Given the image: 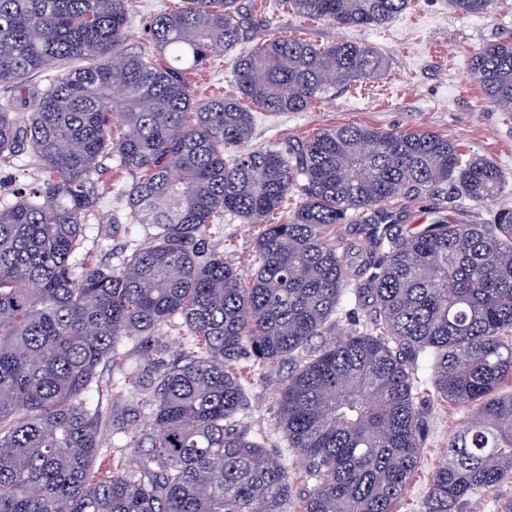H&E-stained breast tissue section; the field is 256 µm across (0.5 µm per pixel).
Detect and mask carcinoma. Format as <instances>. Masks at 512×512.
Returning <instances> with one entry per match:
<instances>
[{
	"mask_svg": "<svg viewBox=\"0 0 512 512\" xmlns=\"http://www.w3.org/2000/svg\"><path fill=\"white\" fill-rule=\"evenodd\" d=\"M407 2L289 0L339 27L386 24ZM191 3L149 24L171 58L159 65L121 49L128 0H0V86L24 111L0 110V162L30 152L41 163L37 182L0 205V512H285L284 456L241 425V358L295 362L276 429L304 469L303 512H396L425 444L426 358L427 397L468 416L425 512L511 482L512 392L501 388L512 382V209L387 248L370 234L366 289L329 228L370 210L389 218L382 204L403 194L450 183L491 203L512 183L431 131L348 125L286 155L249 147L252 113L235 98L197 102L186 73L240 45L251 19L237 0ZM450 4L483 14L493 0ZM253 41L234 62L236 86L272 114L383 68L355 42ZM72 62L40 91L26 84ZM467 72L512 111V41L471 53ZM106 159L138 174L125 193L147 231L116 268L76 261ZM297 185L290 219L266 223ZM226 212L263 226L247 276L208 248ZM348 291L371 297L369 324L311 348Z\"/></svg>",
	"mask_w": 512,
	"mask_h": 512,
	"instance_id": "1",
	"label": "carcinoma"
}]
</instances>
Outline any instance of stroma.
Returning <instances> with one entry per match:
<instances>
[{"mask_svg":"<svg viewBox=\"0 0 512 512\" xmlns=\"http://www.w3.org/2000/svg\"><path fill=\"white\" fill-rule=\"evenodd\" d=\"M240 2L267 37L304 40L320 47L355 41L376 48L384 58V69L378 77L335 88L304 111L270 114L253 109L252 148L283 151L321 130L345 125L387 131L425 130L454 141L463 157L492 160L512 178V111L490 106L480 82L466 69L470 53L489 43L512 40V0H495L492 10L482 15L460 13L449 0H421L423 16L418 23H411L402 13L387 24L355 29L321 19L302 26L300 16L293 13L287 0ZM183 5V0H130L124 49L154 55L148 35L150 21ZM233 58V53L227 52L187 73L186 80L197 101L217 95L237 96ZM132 180V174L124 170H105L87 220L86 248L112 266L123 247L142 243L145 238L143 227L136 224L124 196ZM398 207L396 230L409 235L442 221L489 223L497 210L512 209V193L486 205L458 197L447 189L403 199ZM377 221V215L369 212L334 228V235L342 240L349 267L359 268L357 251L364 240L362 226ZM223 225V234L210 239V248L223 252L225 260L241 270H249L259 227L230 214L225 215ZM370 277V271L360 270V282H367ZM239 366L248 400L244 423L251 432L264 436L270 450L283 451L274 423L277 392L288 374V365L276 363L254 372L250 361L243 359ZM465 417V409L456 403H428L426 446L408 490L397 505L398 512H422L431 474L445 461L448 437L462 426Z\"/></svg>","mask_w":512,"mask_h":512,"instance_id":"stroma-1","label":"stroma"}]
</instances>
